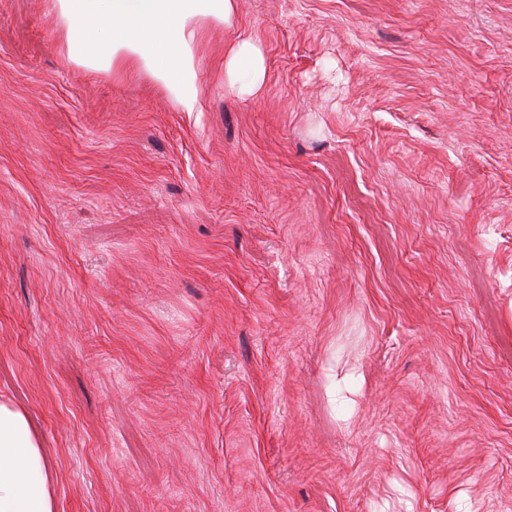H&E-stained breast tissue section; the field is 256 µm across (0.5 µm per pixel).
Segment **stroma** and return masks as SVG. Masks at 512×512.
Returning <instances> with one entry per match:
<instances>
[{
  "label": "stroma",
  "mask_w": 512,
  "mask_h": 512,
  "mask_svg": "<svg viewBox=\"0 0 512 512\" xmlns=\"http://www.w3.org/2000/svg\"><path fill=\"white\" fill-rule=\"evenodd\" d=\"M196 56L186 112L0 0V393L58 512H512V0H238ZM266 73L265 57L251 37L237 38L224 54V82L231 94L241 96L259 92Z\"/></svg>",
  "instance_id": "35a3bbf8"
}]
</instances>
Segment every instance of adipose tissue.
Masks as SVG:
<instances>
[{"mask_svg":"<svg viewBox=\"0 0 512 512\" xmlns=\"http://www.w3.org/2000/svg\"><path fill=\"white\" fill-rule=\"evenodd\" d=\"M78 63L115 73L150 71L185 111L199 94L194 45L205 22L231 23L236 0H55ZM267 73L257 42L237 38L224 54L231 94L260 91ZM0 512H57L56 478L24 409L0 398Z\"/></svg>","mask_w":512,"mask_h":512,"instance_id":"adipose-tissue-1","label":"adipose tissue"}]
</instances>
